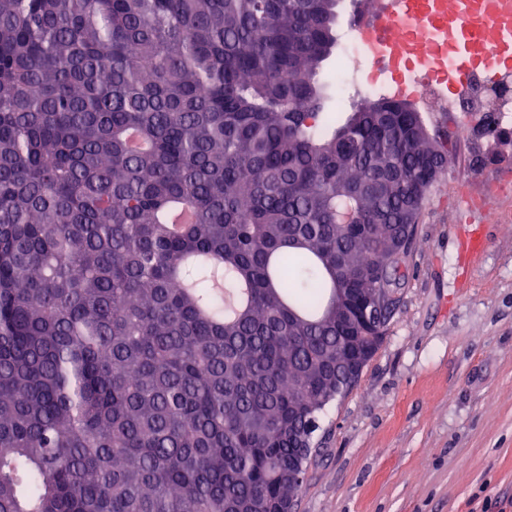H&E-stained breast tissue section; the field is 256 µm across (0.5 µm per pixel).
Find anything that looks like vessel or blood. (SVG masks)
I'll use <instances>...</instances> for the list:
<instances>
[{"label":"vessel or blood","mask_w":512,"mask_h":512,"mask_svg":"<svg viewBox=\"0 0 512 512\" xmlns=\"http://www.w3.org/2000/svg\"><path fill=\"white\" fill-rule=\"evenodd\" d=\"M386 24L399 20L426 18L435 29L455 45L466 66L449 63L445 49L432 52L431 64L418 76L419 83H433L440 91H463L470 68L485 64L491 70L512 65V0H467L463 9L452 11L448 0H385L380 6ZM359 36L384 63L410 64L424 52L420 37L401 33L391 39H379L367 27L359 28Z\"/></svg>","instance_id":"1"}]
</instances>
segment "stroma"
I'll return each instance as SVG.
<instances>
[{
	"label": "stroma",
	"mask_w": 512,
	"mask_h": 512,
	"mask_svg": "<svg viewBox=\"0 0 512 512\" xmlns=\"http://www.w3.org/2000/svg\"><path fill=\"white\" fill-rule=\"evenodd\" d=\"M488 145L454 143L385 341L321 415L292 512H512V148L474 168Z\"/></svg>",
	"instance_id": "35a3bbf8"
}]
</instances>
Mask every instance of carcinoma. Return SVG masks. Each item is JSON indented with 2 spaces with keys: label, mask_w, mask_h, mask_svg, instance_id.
Wrapping results in <instances>:
<instances>
[{
  "label": "carcinoma",
  "mask_w": 512,
  "mask_h": 512,
  "mask_svg": "<svg viewBox=\"0 0 512 512\" xmlns=\"http://www.w3.org/2000/svg\"><path fill=\"white\" fill-rule=\"evenodd\" d=\"M339 4L0 0V512L291 507L453 160L332 120Z\"/></svg>",
  "instance_id": "obj_1"
}]
</instances>
